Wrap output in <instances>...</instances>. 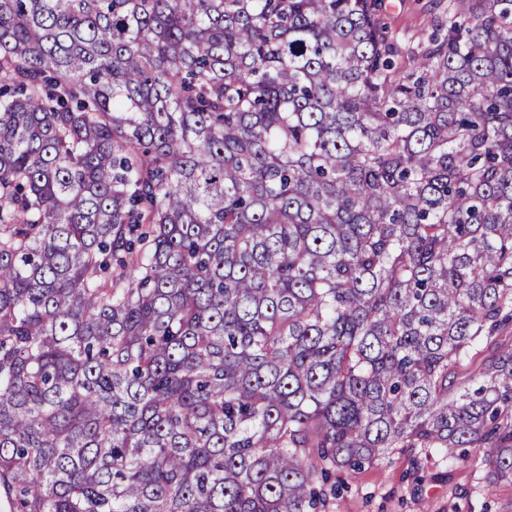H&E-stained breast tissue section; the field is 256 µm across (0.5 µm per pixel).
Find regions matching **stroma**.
Returning a JSON list of instances; mask_svg holds the SVG:
<instances>
[{"mask_svg": "<svg viewBox=\"0 0 512 512\" xmlns=\"http://www.w3.org/2000/svg\"><path fill=\"white\" fill-rule=\"evenodd\" d=\"M436 0H385V21L411 34L427 25ZM342 490L329 512H512V483H492L483 468L446 466L419 449L396 451L377 465L337 472Z\"/></svg>", "mask_w": 512, "mask_h": 512, "instance_id": "35a3bbf8", "label": "stroma"}]
</instances>
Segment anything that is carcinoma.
I'll use <instances>...</instances> for the list:
<instances>
[{"label":"carcinoma","mask_w":512,"mask_h":512,"mask_svg":"<svg viewBox=\"0 0 512 512\" xmlns=\"http://www.w3.org/2000/svg\"><path fill=\"white\" fill-rule=\"evenodd\" d=\"M512 0H0V504L325 512L512 480ZM438 1L385 0V22L398 31L413 34L427 25ZM336 482L342 490L330 512H512V483H490L484 468L464 460L448 467L419 448L350 474L336 470Z\"/></svg>","instance_id":"1"}]
</instances>
